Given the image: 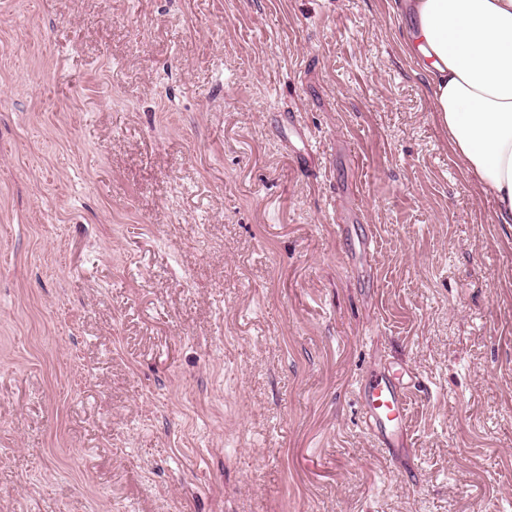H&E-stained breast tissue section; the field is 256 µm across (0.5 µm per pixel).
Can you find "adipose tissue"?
Listing matches in <instances>:
<instances>
[{
  "mask_svg": "<svg viewBox=\"0 0 512 512\" xmlns=\"http://www.w3.org/2000/svg\"><path fill=\"white\" fill-rule=\"evenodd\" d=\"M407 44L434 112L496 219L512 224V0H412Z\"/></svg>",
  "mask_w": 512,
  "mask_h": 512,
  "instance_id": "obj_1",
  "label": "adipose tissue"
}]
</instances>
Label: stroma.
I'll return each instance as SVG.
<instances>
[{"label": "stroma", "mask_w": 512, "mask_h": 512, "mask_svg": "<svg viewBox=\"0 0 512 512\" xmlns=\"http://www.w3.org/2000/svg\"><path fill=\"white\" fill-rule=\"evenodd\" d=\"M400 2L0 0V512H512V226ZM408 391L401 373L385 369L372 372L357 391L369 430L393 454L404 446L409 417Z\"/></svg>", "instance_id": "1"}]
</instances>
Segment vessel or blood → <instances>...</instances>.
Segmentation results:
<instances>
[{
    "label": "vessel or blood",
    "mask_w": 512,
    "mask_h": 512,
    "mask_svg": "<svg viewBox=\"0 0 512 512\" xmlns=\"http://www.w3.org/2000/svg\"><path fill=\"white\" fill-rule=\"evenodd\" d=\"M408 391L401 373L385 369L372 372L357 391L369 430L392 452L404 445L409 417Z\"/></svg>",
    "instance_id": "b4317fda"
}]
</instances>
